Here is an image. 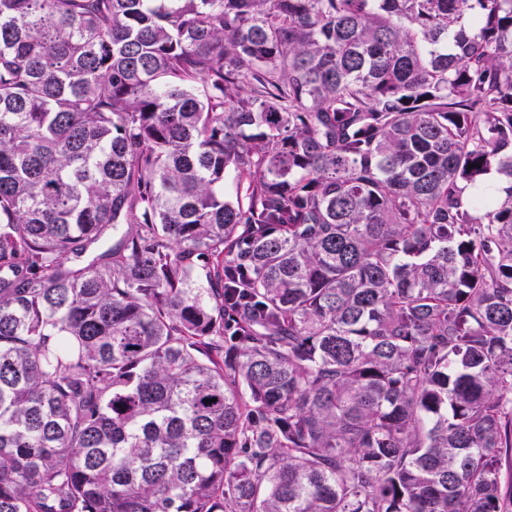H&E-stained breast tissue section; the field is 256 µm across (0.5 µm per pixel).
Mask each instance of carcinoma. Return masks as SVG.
<instances>
[{
	"instance_id": "cac0c4a2",
	"label": "carcinoma",
	"mask_w": 512,
	"mask_h": 512,
	"mask_svg": "<svg viewBox=\"0 0 512 512\" xmlns=\"http://www.w3.org/2000/svg\"><path fill=\"white\" fill-rule=\"evenodd\" d=\"M506 464L512 0H0V512H512Z\"/></svg>"
}]
</instances>
